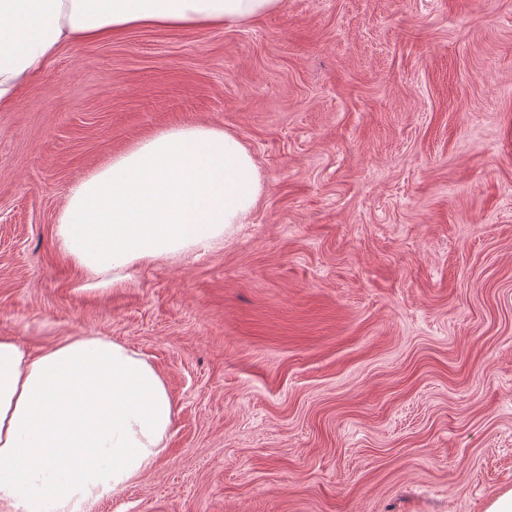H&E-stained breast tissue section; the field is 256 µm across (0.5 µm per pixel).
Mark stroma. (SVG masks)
Masks as SVG:
<instances>
[{"label": "stroma", "instance_id": "35a3bbf8", "mask_svg": "<svg viewBox=\"0 0 512 512\" xmlns=\"http://www.w3.org/2000/svg\"><path fill=\"white\" fill-rule=\"evenodd\" d=\"M263 176L219 245L110 288L67 188L170 127ZM125 344L174 407L93 512H487L512 491V0H282L65 45L0 109V338Z\"/></svg>", "mask_w": 512, "mask_h": 512}]
</instances>
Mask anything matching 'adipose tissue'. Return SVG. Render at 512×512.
Instances as JSON below:
<instances>
[{
	"label": "adipose tissue",
	"instance_id": "ef3b65f1",
	"mask_svg": "<svg viewBox=\"0 0 512 512\" xmlns=\"http://www.w3.org/2000/svg\"><path fill=\"white\" fill-rule=\"evenodd\" d=\"M282 0H0V107L59 49L145 27L239 26ZM262 192L241 140L195 124L142 139L72 185L62 249L101 278L224 240ZM173 408L159 371L127 346L75 336L39 357L0 339V504L91 512L145 474Z\"/></svg>",
	"mask_w": 512,
	"mask_h": 512
}]
</instances>
